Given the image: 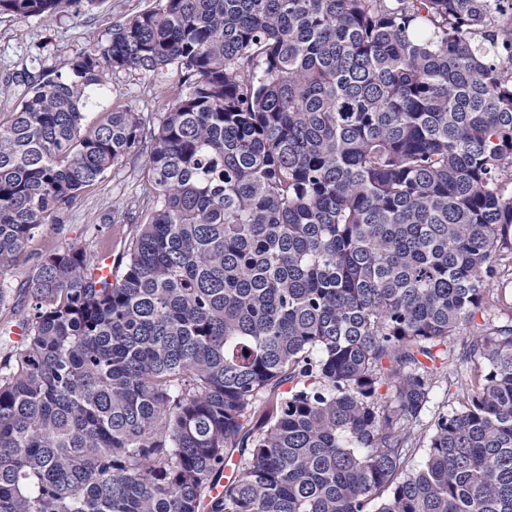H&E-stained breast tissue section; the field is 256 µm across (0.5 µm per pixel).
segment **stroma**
<instances>
[{"label": "stroma", "mask_w": 512, "mask_h": 512, "mask_svg": "<svg viewBox=\"0 0 512 512\" xmlns=\"http://www.w3.org/2000/svg\"><path fill=\"white\" fill-rule=\"evenodd\" d=\"M158 0H100L93 10L77 15L61 14L51 20H18L0 16V112L16 104L18 86L7 85L9 75L26 70L34 74H66L70 58L93 41L107 40L116 22L156 7ZM184 71L172 65L163 75L148 77L137 71H121L104 78V105L129 107L141 112L147 128H155L182 90ZM144 158L131 155L112 167L97 185L85 190L64 223L47 225L31 240L9 272L0 276V329L17 325L28 311L25 281L39 253L64 249L72 242L85 244L92 256L104 254L107 245H119L112 213L135 224L150 207L142 192Z\"/></svg>", "instance_id": "obj_1"}]
</instances>
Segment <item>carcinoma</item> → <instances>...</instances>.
Segmentation results:
<instances>
[{
	"instance_id": "obj_1",
	"label": "carcinoma",
	"mask_w": 512,
	"mask_h": 512,
	"mask_svg": "<svg viewBox=\"0 0 512 512\" xmlns=\"http://www.w3.org/2000/svg\"><path fill=\"white\" fill-rule=\"evenodd\" d=\"M172 64L153 135L86 123ZM67 68L0 113V274L130 154L153 206L115 280L79 243L29 274L0 512H200L233 455L209 512H512V0H159ZM463 329L489 369L424 431ZM184 69L172 65L160 77H145L137 71L109 73L104 77L102 107H130L141 112L148 133L157 127L159 118L168 112L177 96L184 90Z\"/></svg>"
}]
</instances>
